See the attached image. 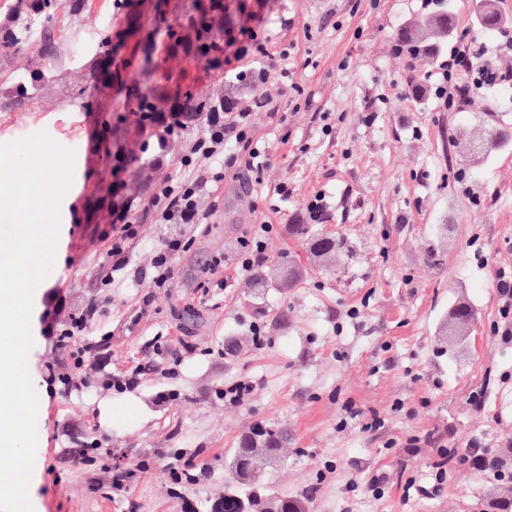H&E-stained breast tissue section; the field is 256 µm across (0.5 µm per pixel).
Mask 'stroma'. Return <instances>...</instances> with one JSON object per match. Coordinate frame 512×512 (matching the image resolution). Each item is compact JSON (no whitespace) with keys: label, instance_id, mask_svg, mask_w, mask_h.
<instances>
[{"label":"stroma","instance_id":"stroma-1","mask_svg":"<svg viewBox=\"0 0 512 512\" xmlns=\"http://www.w3.org/2000/svg\"><path fill=\"white\" fill-rule=\"evenodd\" d=\"M127 2L87 0L60 15L52 55L36 35L0 68L29 62L50 73L29 99L0 109V145L43 133L74 153L54 264L32 299L33 512H210L231 479L233 448L256 425L287 433L288 454L265 477L306 512H496L500 485L465 466L435 496L406 487L430 482L440 452L462 453L474 438L512 457V342L492 332L495 274L512 268V147L470 153L472 140L512 127V96L494 84L448 106L427 83L439 60L397 53L400 30L424 25L432 0H235L223 28L261 10L271 50L288 55L287 75L269 70L258 88L272 110L252 114L270 164L260 174L233 168L217 193L202 194L205 225L137 212L131 263L107 284L98 275L111 230L105 201L115 152L134 148L138 125L126 88L87 77L99 34L111 30L112 65L128 77L149 55L157 75H183L193 92H249L198 57L169 54L168 33L186 25L190 0H167L161 21L155 0ZM474 7L448 0L444 53L464 46L512 67V49L478 27ZM183 149L170 141L160 168L146 154L128 165V192L146 197L177 175ZM318 194L325 209L313 221L306 205ZM265 220L274 226L266 267L295 264L298 278L258 297L236 247ZM306 223L343 238L347 252L330 265L314 258L289 230ZM175 233L188 246L168 286L151 287L144 271ZM218 254L223 268L209 270ZM460 304L473 319L441 342ZM92 306L80 341L95 344V368L84 377L57 333ZM128 374L129 384L107 382ZM238 381L250 394L225 400ZM480 391L478 411L469 397ZM105 399L129 402L127 420L102 426ZM375 416L383 428L366 429ZM116 471L130 474L120 493ZM380 472L387 483L376 496L368 481Z\"/></svg>","mask_w":512,"mask_h":512}]
</instances>
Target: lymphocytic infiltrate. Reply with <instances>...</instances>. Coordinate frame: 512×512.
Returning a JSON list of instances; mask_svg holds the SVG:
<instances>
[{"label": "lymphocytic infiltrate", "instance_id": "1", "mask_svg": "<svg viewBox=\"0 0 512 512\" xmlns=\"http://www.w3.org/2000/svg\"><path fill=\"white\" fill-rule=\"evenodd\" d=\"M262 22L260 13H251L237 34L224 36L223 63L227 66L239 63L241 69L236 79L248 85L263 80L265 74L243 68L244 60L258 54L265 57L268 66L278 64L276 54L270 52L258 37ZM466 61L467 53L462 50L451 54L448 61L441 64L439 78L434 83L437 97L451 99L458 95L468 101L485 85L512 79V72L496 70L482 63L475 68L470 83H458V70ZM269 106L267 99L257 95L237 99L231 105L222 100L211 102L207 111L197 114L198 130L194 133L189 132L190 119L184 113H139L140 138L136 149L129 151L128 161H136L139 154L148 152L162 156L169 139L179 137L185 144L181 171L177 176H167L156 182L147 198L140 200L127 196L112 202V238L101 271L104 281H111L114 273L124 270L128 264L130 245L139 234L133 218L135 210L149 213L158 224H202L207 216L200 212L197 201L202 194L219 190L227 169L241 164L260 171L267 166L268 149L253 134L251 114ZM458 462L488 474L496 482L512 484V462L480 441H470Z\"/></svg>", "mask_w": 512, "mask_h": 512}]
</instances>
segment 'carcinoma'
Returning <instances> with one entry per match:
<instances>
[{
  "label": "carcinoma",
  "mask_w": 512,
  "mask_h": 512,
  "mask_svg": "<svg viewBox=\"0 0 512 512\" xmlns=\"http://www.w3.org/2000/svg\"><path fill=\"white\" fill-rule=\"evenodd\" d=\"M195 14L189 18L190 33L171 36V48L189 49L200 56L207 57L215 51L212 42V19L216 4L212 0H194ZM12 14L18 16V22L0 23V59L6 60L18 53L26 44L27 34L38 31L43 41L51 42V28L47 27L59 11V0H13L9 4ZM431 27L425 30L408 28L400 32L399 48L412 56L422 52L439 55L441 41L448 33L450 18L448 14L437 11L430 18ZM477 24L485 31L500 32L504 29V21L496 10L492 0H480L477 11ZM45 79L42 70L25 73H13L10 78V90L5 96L4 107L19 104L29 96ZM137 102L143 105L144 111H155V99L160 98L169 104V109L177 112H203L207 106V98L196 96L187 90L169 96L165 87H159L154 94L150 91L135 93ZM512 144V132L495 130L488 137L476 140L472 144V153L482 155L492 147ZM293 233L306 235L312 240L313 252L322 256L339 254L343 248V240L339 237L316 233L308 224L291 225ZM471 319V310L466 305L454 308L450 318V330L443 335L456 336L462 332ZM287 438L285 433L271 426H257L249 434L240 438L228 459V468L232 473V481L224 487V497L212 505L214 512H305L302 500L280 495L270 488H260L257 481L262 471L276 461L272 453L284 455Z\"/></svg>",
  "instance_id": "obj_1"
}]
</instances>
